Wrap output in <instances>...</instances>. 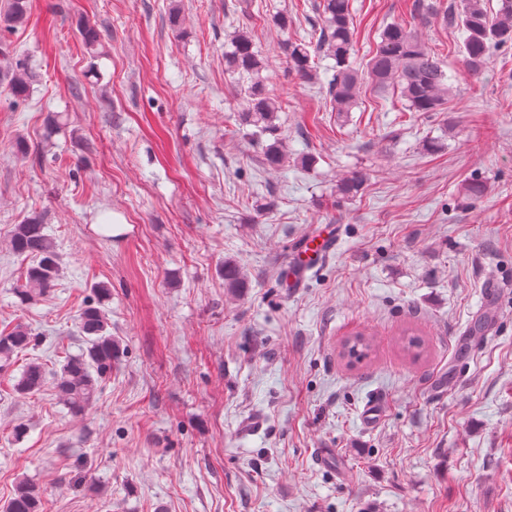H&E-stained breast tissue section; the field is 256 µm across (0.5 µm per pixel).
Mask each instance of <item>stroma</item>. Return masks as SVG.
Here are the masks:
<instances>
[{
  "label": "stroma",
  "mask_w": 512,
  "mask_h": 512,
  "mask_svg": "<svg viewBox=\"0 0 512 512\" xmlns=\"http://www.w3.org/2000/svg\"><path fill=\"white\" fill-rule=\"evenodd\" d=\"M317 2L30 0L27 25L0 32V52L35 72L25 100L0 93V334L22 323L36 336L0 371V505L28 479L42 512H512V292L482 349H456L482 321L488 277L512 274V45L472 78L460 0H433L425 19L414 0H351L364 82L340 118L325 103L331 60L313 56L304 81L282 50L318 23ZM391 23L447 65V111H408L366 81ZM242 31L281 104L288 156L275 169L224 68ZM55 112L67 126L49 138ZM353 170L362 190L339 195ZM107 212L120 235L100 231ZM34 215L58 277L23 305L28 262L10 234ZM329 224L336 250L303 287H284L290 250ZM228 260L245 278L234 294ZM99 283L122 355L77 416L53 375L77 354L78 314ZM407 329L424 341L419 358L401 348ZM357 332L374 350L352 363L342 345ZM34 360L45 384L18 393ZM256 418L262 430L245 431ZM320 448L332 464L315 463Z\"/></svg>",
  "instance_id": "1"
}]
</instances>
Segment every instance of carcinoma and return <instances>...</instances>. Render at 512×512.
I'll return each instance as SVG.
<instances>
[{
    "label": "carcinoma",
    "instance_id": "1",
    "mask_svg": "<svg viewBox=\"0 0 512 512\" xmlns=\"http://www.w3.org/2000/svg\"><path fill=\"white\" fill-rule=\"evenodd\" d=\"M321 23L313 28L316 43L288 42L284 51L288 56L289 72L303 79L311 77L309 47L317 46L335 61V74L329 80L327 99L330 111L341 117L351 111L359 93L357 72L349 64L355 29L351 15V0H321L318 5ZM28 0H7L0 10V27L13 29L27 19ZM467 72L479 77L485 66L489 49L494 45L512 43V0H500L494 14L488 12L485 0H464L458 16ZM227 70L245 81L239 103L243 124L254 127L252 136L260 139L277 132L275 120L279 105L270 97L260 78L264 62L250 35L238 34L232 50L224 56ZM3 69L11 72L7 82L10 94L17 100L27 97L30 75L22 66H14L3 59ZM368 74L374 86L385 91L394 87L410 112H444L451 97V77L442 61L429 49L417 32L401 23L386 26L381 40L368 64ZM285 153L281 139L266 147L265 161L271 168L282 164ZM364 174L353 171L342 179L338 192L352 196L359 192ZM11 249L20 256L33 259L28 270V282L16 291L20 303L27 304L52 286L57 272L55 245L45 232L40 217L31 216L14 225L10 237ZM96 299L87 302L79 313L82 339L80 352L66 360L56 376L59 398L71 413L84 412L93 399L99 379L112 371V363L121 354L120 345L107 331L102 304L110 297V288L97 284L93 288ZM36 337L23 325L10 333L0 335V368L14 363V356L27 349ZM371 351L370 339L357 333L346 341L344 353L353 360H360ZM45 371L41 364L30 363L22 371L16 389L23 394H33L41 389ZM40 489L29 481L20 482L4 505V512H39Z\"/></svg>",
    "mask_w": 512,
    "mask_h": 512
}]
</instances>
